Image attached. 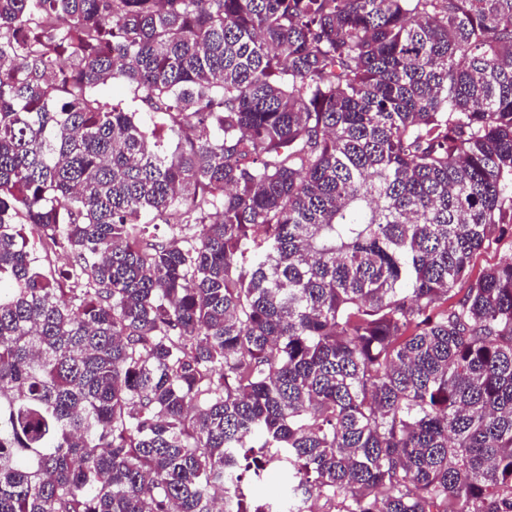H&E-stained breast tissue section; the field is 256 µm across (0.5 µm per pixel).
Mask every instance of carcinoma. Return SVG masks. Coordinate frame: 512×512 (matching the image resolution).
Masks as SVG:
<instances>
[{
    "instance_id": "1",
    "label": "carcinoma",
    "mask_w": 512,
    "mask_h": 512,
    "mask_svg": "<svg viewBox=\"0 0 512 512\" xmlns=\"http://www.w3.org/2000/svg\"><path fill=\"white\" fill-rule=\"evenodd\" d=\"M508 204L512 0H0V512H512ZM500 228L503 226L505 233L501 235L500 231L493 235L486 247L480 250L473 258L471 263V277L475 278L485 269L495 265L500 259L510 251L512 241V220L507 212L498 223Z\"/></svg>"
}]
</instances>
